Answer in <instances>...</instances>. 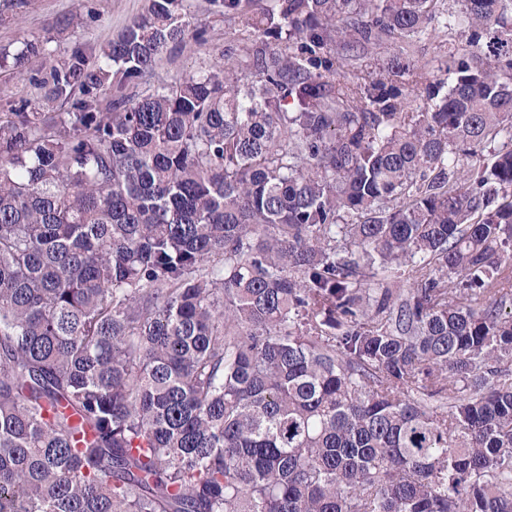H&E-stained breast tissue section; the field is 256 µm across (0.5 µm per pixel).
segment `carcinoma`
Listing matches in <instances>:
<instances>
[{
    "mask_svg": "<svg viewBox=\"0 0 512 512\" xmlns=\"http://www.w3.org/2000/svg\"><path fill=\"white\" fill-rule=\"evenodd\" d=\"M185 2L0 46L60 108L0 113V512H512L508 0H270L152 84ZM432 25L423 107L401 57L335 78ZM455 42L448 37V30L441 26L428 28V30L406 42L387 41L368 53H359L358 57L348 60L343 66L339 67L338 57H341L335 51H331V55L335 60L334 68L336 69V78L345 79L354 75L360 78H373L381 72V68L386 60L392 56L402 55L409 59L414 66L415 72L428 77L430 80H442L448 82V73L445 71L446 66L452 67L461 56V52L453 49V45L464 44L465 37L457 36ZM453 52L454 55H451ZM411 65V67H412Z\"/></svg>",
    "mask_w": 512,
    "mask_h": 512,
    "instance_id": "carcinoma-1",
    "label": "carcinoma"
}]
</instances>
